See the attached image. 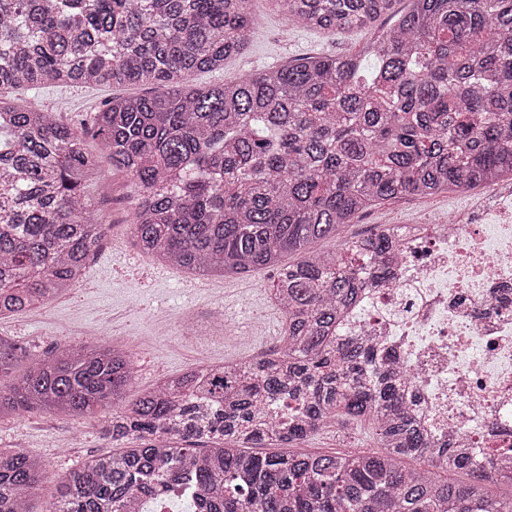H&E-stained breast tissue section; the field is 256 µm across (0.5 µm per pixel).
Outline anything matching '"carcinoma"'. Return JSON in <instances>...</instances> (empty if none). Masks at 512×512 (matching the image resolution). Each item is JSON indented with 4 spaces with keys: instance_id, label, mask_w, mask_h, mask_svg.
I'll use <instances>...</instances> for the list:
<instances>
[{
    "instance_id": "obj_1",
    "label": "carcinoma",
    "mask_w": 512,
    "mask_h": 512,
    "mask_svg": "<svg viewBox=\"0 0 512 512\" xmlns=\"http://www.w3.org/2000/svg\"><path fill=\"white\" fill-rule=\"evenodd\" d=\"M251 0H0V91L151 87L95 113L137 189L133 244L189 273L273 267L280 347L203 365L133 399L131 354L97 343L44 358L0 336V416L112 410L118 452L59 478L48 512H512V461L481 465L409 410L410 373L338 331L399 259L393 228L316 252L390 199L512 178V0H410L355 53L315 55L205 87L246 48ZM295 26L369 30L396 0H274ZM98 159L57 113L0 97V316L80 282L110 225L88 181ZM288 255L294 262H283ZM366 423L376 449L297 446ZM415 465L410 466L408 462ZM466 473L467 483L446 476ZM44 466L0 451V512H31Z\"/></svg>"
}]
</instances>
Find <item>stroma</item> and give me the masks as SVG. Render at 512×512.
<instances>
[{
    "mask_svg": "<svg viewBox=\"0 0 512 512\" xmlns=\"http://www.w3.org/2000/svg\"><path fill=\"white\" fill-rule=\"evenodd\" d=\"M252 36L243 53L226 61L223 71L197 74V83H216L294 58L353 52L367 39L364 31L338 35L310 32L289 24L272 0H253ZM134 88L18 89L17 103L37 102L57 112L81 136L84 148L99 158L101 179L110 190L99 209L111 224L108 237L90 256L82 280L54 301L21 315L0 317V336L24 345L34 356L60 344L97 341L131 352L136 377L128 397L152 388L163 378L202 364L252 359L279 346L284 318L271 299L274 271L259 269L246 277L195 276L156 263L132 243L129 224L135 188L114 168L95 133L94 113L112 98L134 95ZM486 202L480 190L451 189L433 196H406L385 201L317 241L315 250L335 252L352 239L370 235L382 224H443L473 221ZM104 416L73 417L58 413L0 417V449L19 450L40 461L47 475L31 502L45 512L59 477L78 468L91 454L112 452ZM367 429L343 433L328 426L303 443L309 452L372 448Z\"/></svg>",
    "mask_w": 512,
    "mask_h": 512,
    "instance_id": "1",
    "label": "stroma"
}]
</instances>
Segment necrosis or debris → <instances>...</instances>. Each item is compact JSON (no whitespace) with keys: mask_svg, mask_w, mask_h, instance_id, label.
<instances>
[{"mask_svg":"<svg viewBox=\"0 0 512 512\" xmlns=\"http://www.w3.org/2000/svg\"><path fill=\"white\" fill-rule=\"evenodd\" d=\"M400 250L343 333L386 343L428 432L487 460L512 447V198L474 223L403 234Z\"/></svg>","mask_w":512,"mask_h":512,"instance_id":"obj_1","label":"necrosis or debris"}]
</instances>
